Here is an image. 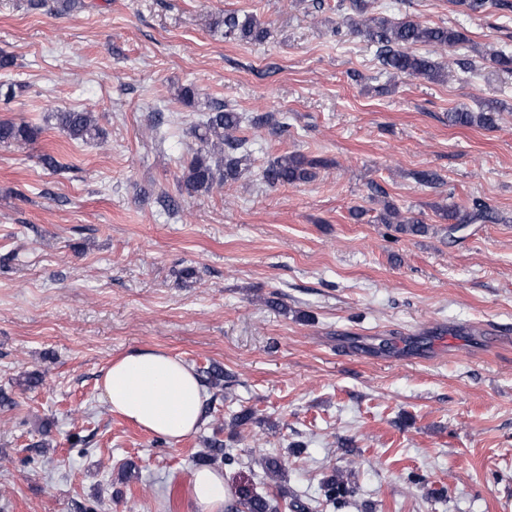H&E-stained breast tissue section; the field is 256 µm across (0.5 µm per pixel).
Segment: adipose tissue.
<instances>
[{"label": "adipose tissue", "mask_w": 512, "mask_h": 512, "mask_svg": "<svg viewBox=\"0 0 512 512\" xmlns=\"http://www.w3.org/2000/svg\"><path fill=\"white\" fill-rule=\"evenodd\" d=\"M112 412L153 433L181 439L203 421L202 387L182 360L154 349L113 360L101 377ZM198 512H224L228 489L221 472L199 468L192 474Z\"/></svg>", "instance_id": "adipose-tissue-1"}]
</instances>
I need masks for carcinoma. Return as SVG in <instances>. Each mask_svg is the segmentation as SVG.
Returning <instances> with one entry per match:
<instances>
[{
	"label": "carcinoma",
	"mask_w": 512,
	"mask_h": 512,
	"mask_svg": "<svg viewBox=\"0 0 512 512\" xmlns=\"http://www.w3.org/2000/svg\"><path fill=\"white\" fill-rule=\"evenodd\" d=\"M451 4L462 6L476 14L490 9L512 12V0H451ZM358 17L352 20L353 31L362 35L375 47V56L381 70L390 78L399 76H422L430 80H445L454 77V71L445 68L429 56L417 55L413 47L429 45L437 51L456 47L466 41L465 35L456 29L442 26H423L411 20L394 21L388 18L365 16V0H354ZM224 38L230 40L260 41L265 37L266 27L253 16L241 18L235 14L224 16ZM500 107L489 105L480 112H450L448 123L455 126L477 125L485 129L496 127ZM57 128L71 140L87 141L100 136V128L94 115L78 110H58L51 114ZM243 116L223 104L211 107L205 119L193 126L191 133L199 142L187 166L184 167L183 187L187 194L208 192L227 180L238 178L243 162L242 152H248L247 141L234 136L241 126ZM39 133L38 128L26 123L0 122V143L30 141ZM319 160H308L301 154L280 156L262 169L263 182L274 188L284 184L307 182L315 176L314 168ZM458 223L500 221L493 208L480 200L473 201L470 211L463 215L451 214ZM382 220L386 224L396 223L401 231L419 232L424 229L421 222H409L401 218L395 207L385 210ZM219 462L231 465L236 462L234 449L225 448L215 440L209 453L196 458V464L213 466ZM325 501L343 502L351 493L348 483L332 475L322 484ZM240 512H277L270 500L247 490H240Z\"/></svg>",
	"instance_id": "1"
}]
</instances>
